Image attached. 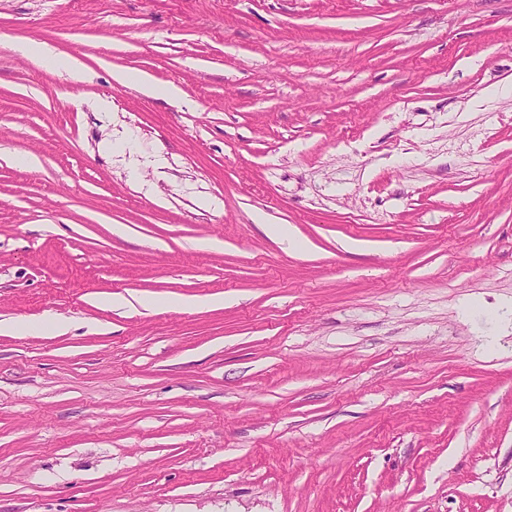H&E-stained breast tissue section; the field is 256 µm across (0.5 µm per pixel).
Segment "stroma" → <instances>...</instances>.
<instances>
[{
    "label": "stroma",
    "mask_w": 512,
    "mask_h": 512,
    "mask_svg": "<svg viewBox=\"0 0 512 512\" xmlns=\"http://www.w3.org/2000/svg\"><path fill=\"white\" fill-rule=\"evenodd\" d=\"M13 320L0 512H512V0H0Z\"/></svg>",
    "instance_id": "35a3bbf8"
}]
</instances>
